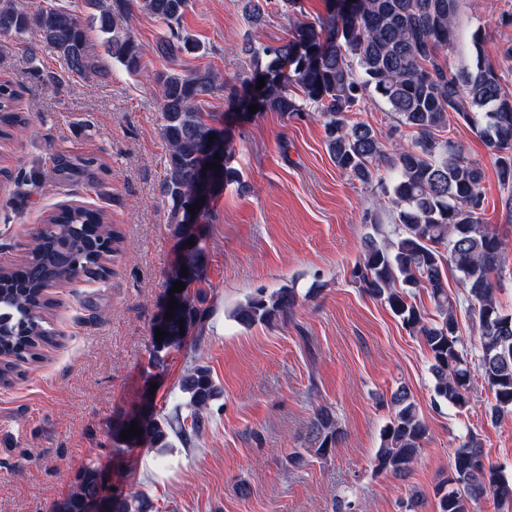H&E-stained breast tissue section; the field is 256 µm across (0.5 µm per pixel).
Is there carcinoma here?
Listing matches in <instances>:
<instances>
[{
  "instance_id": "cac0c4a2",
  "label": "carcinoma",
  "mask_w": 512,
  "mask_h": 512,
  "mask_svg": "<svg viewBox=\"0 0 512 512\" xmlns=\"http://www.w3.org/2000/svg\"><path fill=\"white\" fill-rule=\"evenodd\" d=\"M94 9L86 20L64 5L51 8L26 2L0 3V36L36 32L39 41L57 55L68 73H93L108 78L120 65L130 74L144 71L145 50L129 26L133 8L162 25L154 51L175 62L200 50L181 22L189 0H87ZM325 15L308 21L302 0H277L291 22L287 36L266 43L257 35L264 25L265 7L272 0H244L245 19L252 30L240 47L250 60L251 76L231 92L232 103L246 116L249 106L271 110L304 121L318 114L329 155L342 173L364 185H376L377 204L391 211L389 229L371 221L362 237V252L354 263L351 281L369 296L386 303L402 327L421 338L430 355L433 402L460 411L470 402L473 380L493 397L488 415L496 423L512 416V311L496 296V275L505 260L506 243L499 231L483 222V173L466 148L438 133L448 126V115L476 130L496 152V175L508 190L502 208L512 215V91L504 68L490 57L481 29L471 35L469 63L451 68L448 50L460 40L457 23L460 0H323ZM97 39L103 52L91 50ZM265 86L257 89L258 79ZM162 89V133L168 147L164 191L172 206L169 223L183 243L180 264L169 287L181 281L175 294L178 307L167 319V331L156 352L178 349L186 334L204 328L207 312L189 296L191 284L203 278L205 252L195 236L188 208L195 199L196 177L205 165L212 193L240 181L232 165L235 149L227 136L207 123L201 102L219 87L211 69L154 74ZM379 99L392 115L394 133L411 129L410 143L386 147L373 129L349 121L366 95ZM16 91L0 81V138L4 127H25L29 117L13 109ZM215 135L209 139V135ZM219 159H214V156ZM123 237L108 223L106 213L84 205H65L50 215L34 238L28 255L0 269V383L10 384L17 367L43 359L52 343L47 311L52 285L81 276L89 279L111 273L109 263L121 255ZM456 273L460 294L448 293V272ZM427 292L433 312L415 302L416 292ZM477 327L475 351L464 348L456 315L460 303ZM299 303L293 286L271 292L259 289L230 312L240 325L275 326L285 323ZM187 416L138 412L112 430L121 451L161 450L175 437L186 444L208 422L211 403L222 395L210 369L192 367L180 383ZM392 413L380 431L374 458L378 473L399 480L409 478L428 438V426L411 391L397 387L390 398ZM143 430L125 441L121 431L131 422ZM343 431L334 412L318 406L307 434V446L288 455V467L298 469L309 458L332 455ZM492 495L507 508L512 505V477L489 461L479 434L461 438L448 475L433 488L436 512H478L480 501ZM154 512V505L137 491L124 497L112 493L101 474L88 467L64 512Z\"/></svg>"
}]
</instances>
